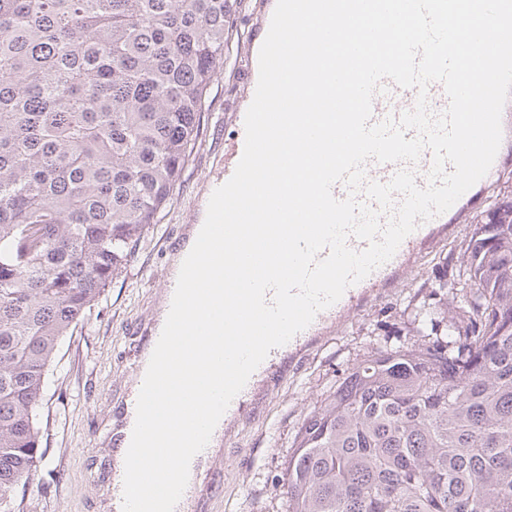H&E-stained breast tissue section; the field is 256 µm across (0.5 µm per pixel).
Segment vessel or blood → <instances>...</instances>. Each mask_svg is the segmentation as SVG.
<instances>
[{"instance_id": "obj_1", "label": "vessel or blood", "mask_w": 512, "mask_h": 512, "mask_svg": "<svg viewBox=\"0 0 512 512\" xmlns=\"http://www.w3.org/2000/svg\"><path fill=\"white\" fill-rule=\"evenodd\" d=\"M383 89L377 92L372 105V123H379L386 117L400 116L414 109L417 100L416 89H402L391 80H384ZM238 123L231 137V157L224 163L225 176H232L242 156L245 142V128L242 121L244 112H237ZM502 141L495 160L488 173L464 193L445 213L420 224L400 244L394 256L377 267L362 281L350 286L341 299L320 311L313 322L297 333L287 344L274 348L256 369V377L273 379L278 367L286 357H292L322 336L327 329L343 322L351 312L361 309L380 295L381 289L391 287L401 280L409 268L417 263L424 249L447 239L456 225L466 223L473 217L479 205L494 190L505 169L512 167V96L508 97L501 116ZM256 391L254 380L247 381L241 392L233 399L224 413L223 422L229 423L242 415Z\"/></svg>"}]
</instances>
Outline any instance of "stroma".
Segmentation results:
<instances>
[{
	"instance_id": "obj_1",
	"label": "stroma",
	"mask_w": 512,
	"mask_h": 512,
	"mask_svg": "<svg viewBox=\"0 0 512 512\" xmlns=\"http://www.w3.org/2000/svg\"><path fill=\"white\" fill-rule=\"evenodd\" d=\"M268 0H239L232 35L215 67L200 134L170 203L133 243L128 260L85 317L65 336L48 375L40 409L46 453L17 492L19 512H113L94 472L111 467L112 429L133 394L135 367L147 349L171 285L173 257L202 219L209 192L224 181V140L248 93L253 48ZM473 224L460 225L423 254L403 282L328 329L275 386H261L246 413L225 428L215 465L222 474L209 512H285L282 475L304 420L347 372L383 345L414 349L416 313L428 299L422 284L440 262L458 277V257Z\"/></svg>"
}]
</instances>
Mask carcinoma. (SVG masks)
I'll list each match as a JSON object with an SVG mask.
<instances>
[{"label": "carcinoma", "mask_w": 512, "mask_h": 512, "mask_svg": "<svg viewBox=\"0 0 512 512\" xmlns=\"http://www.w3.org/2000/svg\"><path fill=\"white\" fill-rule=\"evenodd\" d=\"M236 0H0V512L37 470L61 339L157 223ZM512 190L422 287L435 337L353 368L304 421L287 512H512ZM470 310L460 327L448 302Z\"/></svg>", "instance_id": "1"}]
</instances>
